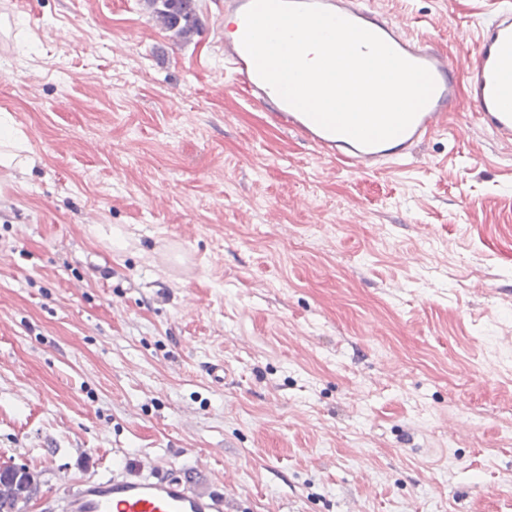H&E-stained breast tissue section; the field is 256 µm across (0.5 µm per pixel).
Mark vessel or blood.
Masks as SVG:
<instances>
[{
    "instance_id": "obj_1",
    "label": "vessel or blood",
    "mask_w": 512,
    "mask_h": 512,
    "mask_svg": "<svg viewBox=\"0 0 512 512\" xmlns=\"http://www.w3.org/2000/svg\"><path fill=\"white\" fill-rule=\"evenodd\" d=\"M251 2L224 0V66L252 103L301 135L322 157L340 160L361 174L397 165L431 135L447 130L450 112L463 101L479 125L497 143L512 150V85L507 82L512 75V0H500L478 27L463 91L458 88L447 54L403 30L373 0H317L320 6L376 33L400 55L429 69L434 78V93L409 128L371 146L323 129L260 79L241 44L244 14ZM57 507L59 512H225L223 493L198 491L182 478L154 469L145 474H115L69 483Z\"/></svg>"
}]
</instances>
